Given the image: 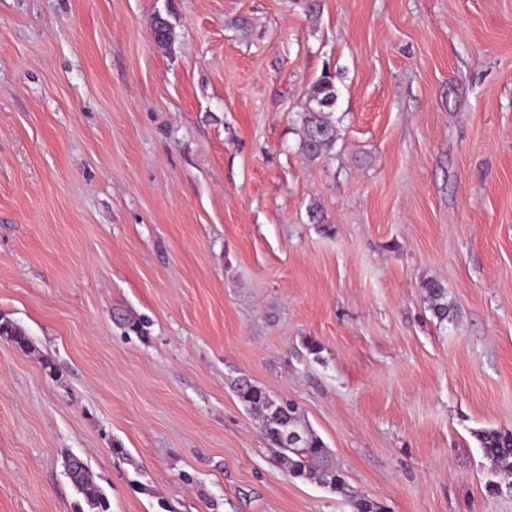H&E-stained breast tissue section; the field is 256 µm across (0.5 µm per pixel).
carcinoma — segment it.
I'll return each mask as SVG.
<instances>
[{"mask_svg": "<svg viewBox=\"0 0 512 512\" xmlns=\"http://www.w3.org/2000/svg\"><path fill=\"white\" fill-rule=\"evenodd\" d=\"M337 91L333 79L324 75L311 86L305 102L302 123L301 149L311 158L325 155L336 142V125L332 114L336 106ZM426 293L428 309L441 323L452 322L456 316L454 307L448 304V290L437 280L422 284ZM123 328L137 335L143 334L144 321L134 315L119 312L116 319ZM0 336H10L20 349H26V333L7 317L0 316ZM234 392L239 402L256 416L260 432L279 465L290 479L315 483L326 491L338 494L348 502L351 512H384L373 499L355 491L347 481L345 472L332 462V454L322 438L308 424L302 422L297 404L280 402L242 377L235 382ZM296 431L299 442L288 443L287 434ZM476 439L488 469L494 479L487 489L499 491L497 479L512 478V430H483ZM64 470L72 485L84 497V504L77 512H110L107 497L93 481V475L85 462L77 463L74 456L64 459Z\"/></svg>", "mask_w": 512, "mask_h": 512, "instance_id": "1", "label": "carcinoma"}]
</instances>
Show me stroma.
<instances>
[{
    "label": "stroma",
    "mask_w": 512,
    "mask_h": 512,
    "mask_svg": "<svg viewBox=\"0 0 512 512\" xmlns=\"http://www.w3.org/2000/svg\"><path fill=\"white\" fill-rule=\"evenodd\" d=\"M304 4L0 0V512H76L70 454L111 512H350L243 377L385 512H512L474 437L512 430V0ZM337 97L336 85L328 75L321 76L310 88L303 112L301 149L311 159L325 155L336 142V125L331 117ZM422 288L426 293L428 309L441 323L454 321L456 316L454 307L448 304V290L446 286L437 280L423 282ZM234 392L246 410L258 419L273 461L289 479L315 483L330 493L341 495L352 512H384L378 502L352 489L345 472L332 462L331 451L322 438L302 422L297 404L272 399L265 390L245 377L235 382ZM291 431L300 434L296 444L288 443V438L292 442L299 439Z\"/></svg>",
    "instance_id": "1"
}]
</instances>
